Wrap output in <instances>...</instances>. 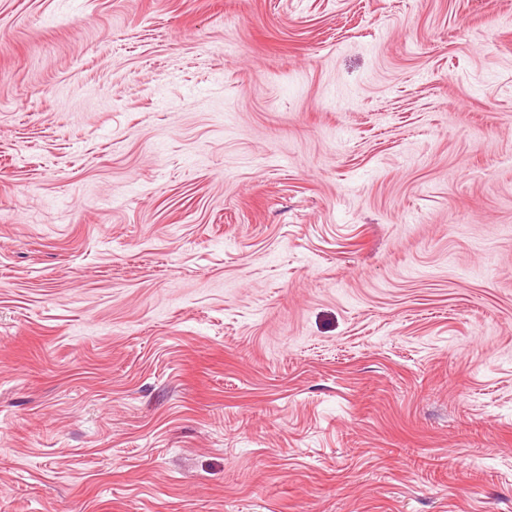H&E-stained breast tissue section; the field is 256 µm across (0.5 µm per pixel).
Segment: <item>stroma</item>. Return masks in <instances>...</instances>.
I'll return each instance as SVG.
<instances>
[{"instance_id": "stroma-1", "label": "stroma", "mask_w": 512, "mask_h": 512, "mask_svg": "<svg viewBox=\"0 0 512 512\" xmlns=\"http://www.w3.org/2000/svg\"><path fill=\"white\" fill-rule=\"evenodd\" d=\"M0 512H512V0H0Z\"/></svg>"}]
</instances>
